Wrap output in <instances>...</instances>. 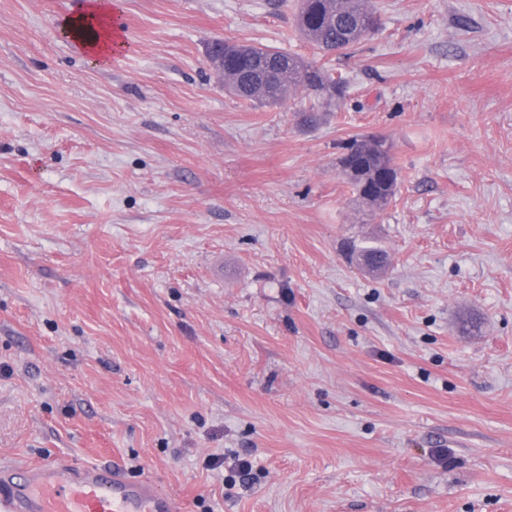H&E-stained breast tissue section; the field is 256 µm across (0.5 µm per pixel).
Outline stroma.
Segmentation results:
<instances>
[{
  "instance_id": "35a3bbf8",
  "label": "stroma",
  "mask_w": 512,
  "mask_h": 512,
  "mask_svg": "<svg viewBox=\"0 0 512 512\" xmlns=\"http://www.w3.org/2000/svg\"><path fill=\"white\" fill-rule=\"evenodd\" d=\"M81 3L0 0V464L117 465L185 512H512V0H376L332 55L299 0H120L103 66ZM218 40L345 94L243 101ZM370 134L378 212L339 168ZM393 148L388 139L370 136L353 137L342 147L340 167L347 171L346 183L378 210L396 194L398 182ZM365 185L368 190L362 188Z\"/></svg>"
}]
</instances>
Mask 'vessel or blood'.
<instances>
[{"instance_id":"1","label":"vessel or blood","mask_w":512,"mask_h":512,"mask_svg":"<svg viewBox=\"0 0 512 512\" xmlns=\"http://www.w3.org/2000/svg\"><path fill=\"white\" fill-rule=\"evenodd\" d=\"M174 496L118 467L50 462L0 467V512H182Z\"/></svg>"}]
</instances>
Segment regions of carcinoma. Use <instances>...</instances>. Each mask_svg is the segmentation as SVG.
Wrapping results in <instances>:
<instances>
[{"label":"carcinoma","instance_id":"obj_1","mask_svg":"<svg viewBox=\"0 0 512 512\" xmlns=\"http://www.w3.org/2000/svg\"><path fill=\"white\" fill-rule=\"evenodd\" d=\"M375 13L372 0H301L298 26L302 35L325 54L346 50L364 37L365 20ZM265 55V69L254 78L242 80L251 68L249 55L224 43V88L246 101L276 104L288 97L290 87L307 94L333 98L343 93L341 82L323 69L301 58L270 48H254ZM340 167L347 171L346 183L358 196L382 209L396 194L397 170L393 143L370 136L354 137L343 145ZM354 254L364 258L362 267L378 270L385 265L383 251L361 247Z\"/></svg>","mask_w":512,"mask_h":512}]
</instances>
